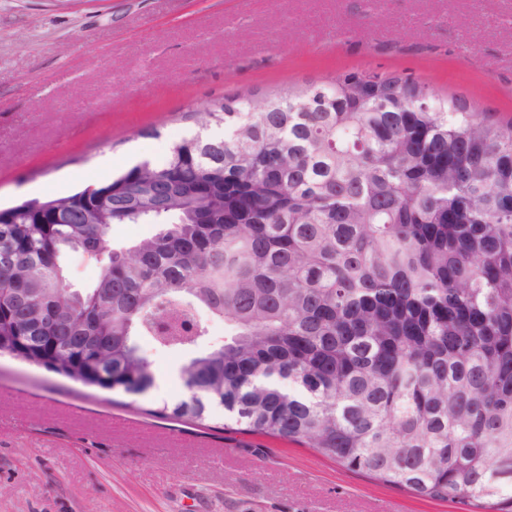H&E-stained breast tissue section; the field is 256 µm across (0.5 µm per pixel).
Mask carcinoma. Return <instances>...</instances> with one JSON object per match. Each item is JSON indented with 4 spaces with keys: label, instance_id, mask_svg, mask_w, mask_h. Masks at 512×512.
<instances>
[{
    "label": "carcinoma",
    "instance_id": "carcinoma-1",
    "mask_svg": "<svg viewBox=\"0 0 512 512\" xmlns=\"http://www.w3.org/2000/svg\"><path fill=\"white\" fill-rule=\"evenodd\" d=\"M167 159L0 210V356L99 391L155 383L137 339L224 343L150 411L306 443L435 501L512 512V119L351 71L187 112ZM114 224H155L112 247ZM70 252L100 266L77 298Z\"/></svg>",
    "mask_w": 512,
    "mask_h": 512
}]
</instances>
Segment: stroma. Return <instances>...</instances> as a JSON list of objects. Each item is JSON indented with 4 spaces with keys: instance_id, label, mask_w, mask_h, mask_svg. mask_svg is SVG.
<instances>
[{
    "instance_id": "1",
    "label": "stroma",
    "mask_w": 512,
    "mask_h": 512,
    "mask_svg": "<svg viewBox=\"0 0 512 512\" xmlns=\"http://www.w3.org/2000/svg\"><path fill=\"white\" fill-rule=\"evenodd\" d=\"M411 76L512 117V0H0V205L163 162L185 112L347 71ZM141 339L163 387L100 393L0 358V512H471L314 449L153 417L223 341Z\"/></svg>"
}]
</instances>
